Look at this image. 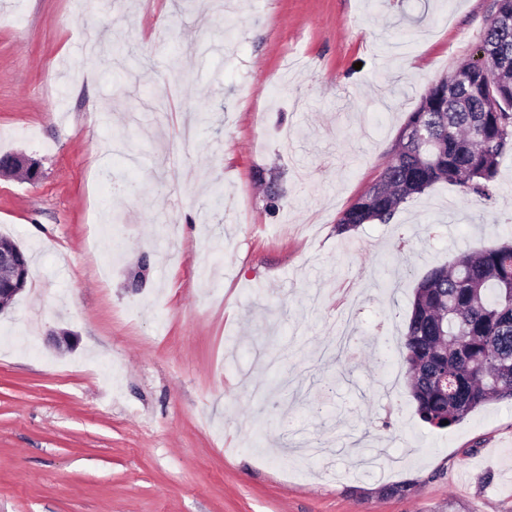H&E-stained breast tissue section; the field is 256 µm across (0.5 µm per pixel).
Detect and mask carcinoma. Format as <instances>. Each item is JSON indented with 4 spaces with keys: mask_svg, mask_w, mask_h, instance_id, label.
<instances>
[{
    "mask_svg": "<svg viewBox=\"0 0 512 512\" xmlns=\"http://www.w3.org/2000/svg\"><path fill=\"white\" fill-rule=\"evenodd\" d=\"M482 42L497 53L475 78L436 80L410 113L378 180L343 213V234L390 223L410 199L444 181L479 201L493 199L512 154V28L488 22ZM419 418L442 429L481 406L512 401V240L463 252L417 284L398 344Z\"/></svg>",
    "mask_w": 512,
    "mask_h": 512,
    "instance_id": "1",
    "label": "carcinoma"
}]
</instances>
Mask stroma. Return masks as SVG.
Listing matches in <instances>:
<instances>
[{
	"mask_svg": "<svg viewBox=\"0 0 512 512\" xmlns=\"http://www.w3.org/2000/svg\"><path fill=\"white\" fill-rule=\"evenodd\" d=\"M10 2L0 155L40 178L0 177L32 257L0 512H512V404L430 427L389 347L424 275L512 237V156L490 204L440 182L336 231L490 0Z\"/></svg>",
	"mask_w": 512,
	"mask_h": 512,
	"instance_id": "1",
	"label": "stroma"
}]
</instances>
